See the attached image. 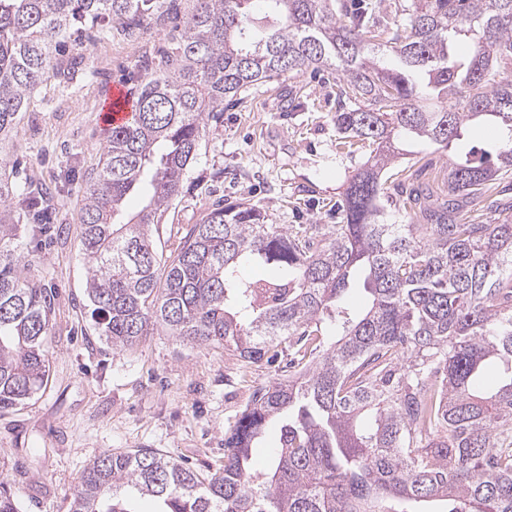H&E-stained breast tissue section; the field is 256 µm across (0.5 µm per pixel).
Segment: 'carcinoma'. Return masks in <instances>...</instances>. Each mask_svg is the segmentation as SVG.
Segmentation results:
<instances>
[{
    "mask_svg": "<svg viewBox=\"0 0 512 512\" xmlns=\"http://www.w3.org/2000/svg\"><path fill=\"white\" fill-rule=\"evenodd\" d=\"M196 0L169 68L146 78L131 121L115 126L79 224L87 298L112 348L155 329L189 345L232 347L271 365L288 344V376L257 387L224 432L222 469L199 471L151 449L106 452L83 470L69 512H512V219L464 203L512 176V148L472 145L451 160L428 224H383L392 170L429 140H463L475 120L512 142V0H412L388 17L345 0ZM162 0H0V158L34 85L61 43L91 24L136 27ZM395 56L381 67L377 54ZM338 74L336 147L375 155L347 184L337 224L284 226L245 203L218 207L154 246L170 203L224 99L284 74ZM149 189L127 221L128 199ZM0 165V409L46 384L51 297L16 252ZM245 263L280 274L248 280ZM353 287L369 304L341 302ZM331 328L336 339L324 340ZM501 368L483 386L487 366ZM278 433L264 471L251 451Z\"/></svg>",
    "mask_w": 512,
    "mask_h": 512,
    "instance_id": "1",
    "label": "carcinoma"
}]
</instances>
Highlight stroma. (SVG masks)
Here are the masks:
<instances>
[{
	"instance_id": "obj_1",
	"label": "stroma",
	"mask_w": 512,
	"mask_h": 512,
	"mask_svg": "<svg viewBox=\"0 0 512 512\" xmlns=\"http://www.w3.org/2000/svg\"><path fill=\"white\" fill-rule=\"evenodd\" d=\"M192 5L164 0L162 18L126 33L79 32L58 71L31 91L13 132L7 163L16 182L54 197L47 232L29 199L13 204L23 226L17 252L53 301L48 383L23 404L0 409V481L21 512H68L82 471L108 451L158 449L217 470L224 431L253 390L288 373L283 363L248 364L223 346L185 345L162 330L133 348L113 349L87 305L78 224L108 133L99 114L113 85L137 97L147 74L175 48V28ZM336 108V75L329 71L286 74L225 101L159 226L158 253H168L177 230L218 204L250 203L273 224L335 223L348 181L370 157L365 148L337 152ZM452 157L417 142L403 162L409 185L442 195Z\"/></svg>"
}]
</instances>
